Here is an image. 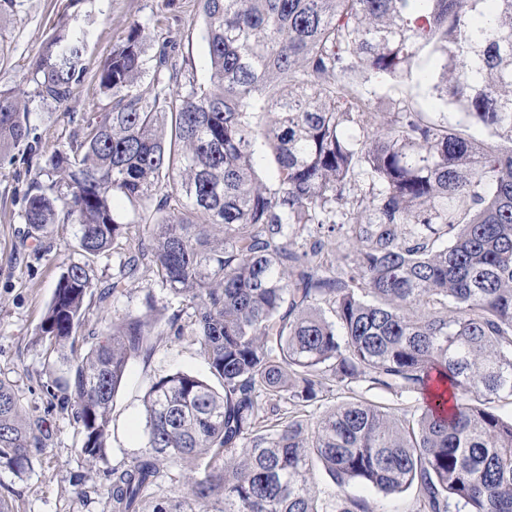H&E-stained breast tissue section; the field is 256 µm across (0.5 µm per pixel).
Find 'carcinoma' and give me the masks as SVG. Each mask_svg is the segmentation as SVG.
<instances>
[{"label": "carcinoma", "instance_id": "obj_1", "mask_svg": "<svg viewBox=\"0 0 512 512\" xmlns=\"http://www.w3.org/2000/svg\"><path fill=\"white\" fill-rule=\"evenodd\" d=\"M200 2L208 82L166 93L178 73L135 22L97 70L108 111L41 164L30 116L73 97L84 32L47 40L31 90H0V158L31 174L21 218L46 253L71 225L82 256L35 343L63 366L52 387L83 455L107 456L128 365L166 330L196 338L221 386L152 382L146 451L109 472L111 512H144L181 463L190 512H374L353 482L385 498L414 488L417 512H512V415L496 407L512 405V0ZM416 75L462 128L376 108ZM116 196L154 222L132 231ZM107 251L118 270L99 303L150 272L188 321L149 300L78 352ZM362 383L421 403L396 413L355 394L304 424L319 394ZM41 446L0 379V468L25 474ZM318 464L332 504L310 482Z\"/></svg>", "mask_w": 512, "mask_h": 512}]
</instances>
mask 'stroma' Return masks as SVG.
I'll use <instances>...</instances> for the list:
<instances>
[{
	"label": "stroma",
	"mask_w": 512,
	"mask_h": 512,
	"mask_svg": "<svg viewBox=\"0 0 512 512\" xmlns=\"http://www.w3.org/2000/svg\"><path fill=\"white\" fill-rule=\"evenodd\" d=\"M135 21L149 33L151 46L173 42L170 61L183 79L206 81L199 0H0V90L21 83L54 31L87 32L86 71L73 98L50 121H43L40 113L32 115L45 151L67 142L83 118L106 111L108 101L97 89L98 65ZM29 182L22 165H0V379L14 385L28 416L41 420L44 445L33 450V467L26 475L0 469V501L9 512H109L108 471L145 447V391L156 379L178 371L202 377L209 371L193 338L163 337L148 359L130 362L113 400L107 456L94 464L87 461L72 419L49 404L45 385L59 370L34 341L64 264L77 261L78 255L69 247L70 226H56L54 248L47 255L27 237L20 214ZM149 300L170 314L185 307L150 274H143L107 306L89 298L81 343L91 345L107 331L112 317L140 312Z\"/></svg>",
	"instance_id": "35a3bbf8"
}]
</instances>
